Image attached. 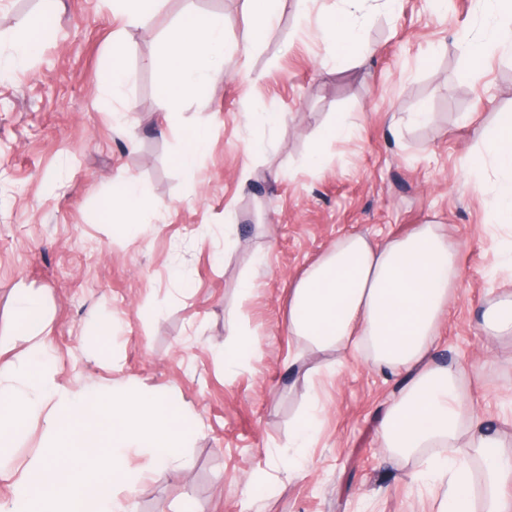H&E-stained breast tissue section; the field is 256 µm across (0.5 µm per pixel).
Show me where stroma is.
Instances as JSON below:
<instances>
[{"instance_id": "stroma-1", "label": "stroma", "mask_w": 512, "mask_h": 512, "mask_svg": "<svg viewBox=\"0 0 512 512\" xmlns=\"http://www.w3.org/2000/svg\"><path fill=\"white\" fill-rule=\"evenodd\" d=\"M334 2L281 0L276 25L245 56L246 0H165L140 27L112 0H60L53 40L0 79V362L27 367L32 343L16 326L27 289L42 298V347L65 393L137 387L200 423L176 475H151L150 449L129 454L137 512H436L438 490L418 478L425 455L392 458L379 445L401 378L353 353L340 366L335 353L308 352L288 368V290L350 232L388 239L445 225L460 278L435 356L461 365L467 402L512 444V342L480 328L486 303L512 291V274L492 271L512 229L487 221L494 172L467 164L477 131L512 111V53L464 68L456 37L481 24L473 0L440 10L400 0L392 14L368 0L362 52L326 75L322 13ZM189 13L223 19V71L160 126L166 40ZM41 14L42 0H0V65ZM116 43L130 80L114 93ZM420 109L426 124L393 126ZM270 110L277 123L253 120ZM340 112L353 136L320 144ZM199 123L212 134L190 171L177 156ZM316 152L320 164H309ZM126 179L150 200L133 237L102 218ZM255 271L257 288L242 296ZM232 325L257 355L228 374ZM314 401L312 441L290 447ZM44 439L34 416L0 471V502Z\"/></svg>"}]
</instances>
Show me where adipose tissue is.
<instances>
[{
    "label": "adipose tissue",
    "mask_w": 512,
    "mask_h": 512,
    "mask_svg": "<svg viewBox=\"0 0 512 512\" xmlns=\"http://www.w3.org/2000/svg\"><path fill=\"white\" fill-rule=\"evenodd\" d=\"M366 0H336L323 19L328 64L340 66L360 47V18ZM482 26L458 37L467 65L512 47V0H478ZM224 57V22L192 14L169 34L160 75L158 112L168 118L186 97L198 95ZM469 159L471 170H493L494 202L489 221L512 224V113L496 117L493 133ZM147 197L132 180L103 204L107 222L138 230L137 214ZM459 279L457 254L440 224H419L407 235L374 242L353 232L337 239L304 269L288 291V333L303 350L335 352L344 358L361 350L375 369L401 376L403 385L382 417L381 445L396 455L432 449L426 473L444 494L439 512H512L503 484L512 476V455L502 440L464 402L462 369L436 361L437 329ZM470 436L478 467L454 454Z\"/></svg>",
    "instance_id": "ef3b65f1"
}]
</instances>
